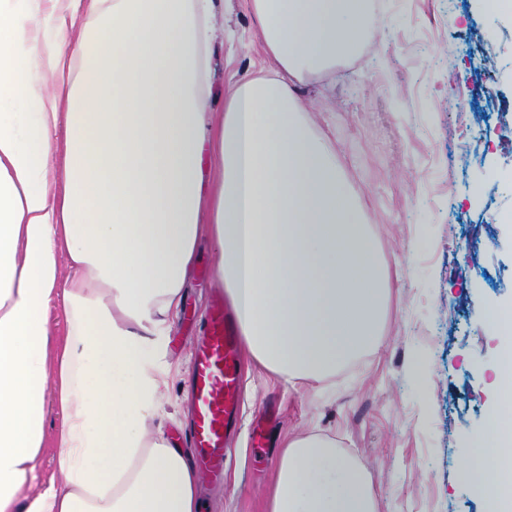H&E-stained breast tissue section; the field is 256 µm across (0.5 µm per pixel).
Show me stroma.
<instances>
[{
    "label": "stroma",
    "mask_w": 512,
    "mask_h": 512,
    "mask_svg": "<svg viewBox=\"0 0 512 512\" xmlns=\"http://www.w3.org/2000/svg\"><path fill=\"white\" fill-rule=\"evenodd\" d=\"M375 22L335 79L302 103L313 130L331 127L379 259L389 269L380 345L325 382L293 388L242 357L240 424L224 484L201 485L209 512H266L288 438L317 432L358 454L379 512H490L462 477L473 435L496 397L501 339L482 308L512 304V20L484 0H372ZM211 103L248 76L262 37L246 0L214 18ZM200 240L178 322L144 351L160 381L155 421L185 447L186 377L204 314L221 294ZM273 404L262 447L250 436Z\"/></svg>",
    "instance_id": "1"
}]
</instances>
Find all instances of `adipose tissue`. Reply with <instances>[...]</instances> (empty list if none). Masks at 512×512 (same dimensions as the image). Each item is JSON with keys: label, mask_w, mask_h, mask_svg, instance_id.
<instances>
[{"label": "adipose tissue", "mask_w": 512, "mask_h": 512, "mask_svg": "<svg viewBox=\"0 0 512 512\" xmlns=\"http://www.w3.org/2000/svg\"><path fill=\"white\" fill-rule=\"evenodd\" d=\"M43 0H0V512H202L185 449L149 430L160 383L143 351L178 319L200 239L250 357L289 385L379 343L388 271L327 135L297 95L360 47L367 0H247L264 60L212 111L213 0H87L66 99ZM65 125L63 180L49 177ZM71 277H63V268ZM69 321L51 345L49 310ZM62 485L27 487L48 404ZM493 409L470 440L471 486L499 490ZM267 512H377L365 464L321 434L288 439Z\"/></svg>", "instance_id": "1"}]
</instances>
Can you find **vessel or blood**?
<instances>
[{"label": "vessel or blood", "mask_w": 512, "mask_h": 512, "mask_svg": "<svg viewBox=\"0 0 512 512\" xmlns=\"http://www.w3.org/2000/svg\"><path fill=\"white\" fill-rule=\"evenodd\" d=\"M204 334L193 352L189 385L194 413L189 448L202 477H224L225 443L239 419L242 374L235 320L223 299L210 302Z\"/></svg>", "instance_id": "b4317fda"}]
</instances>
